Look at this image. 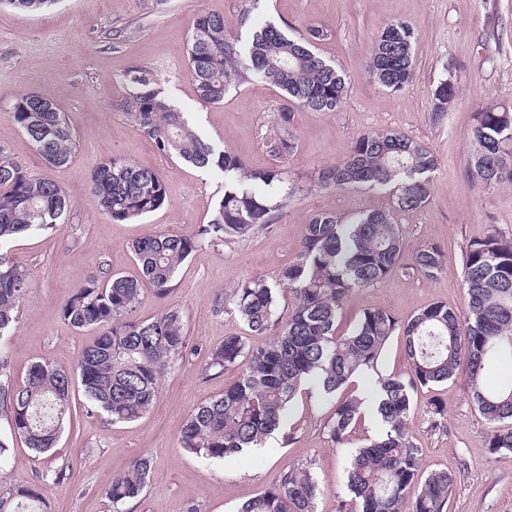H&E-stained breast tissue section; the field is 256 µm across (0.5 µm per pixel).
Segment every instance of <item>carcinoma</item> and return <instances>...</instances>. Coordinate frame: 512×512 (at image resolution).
<instances>
[{
    "mask_svg": "<svg viewBox=\"0 0 512 512\" xmlns=\"http://www.w3.org/2000/svg\"><path fill=\"white\" fill-rule=\"evenodd\" d=\"M32 13L59 0H0ZM259 0H242L235 24L250 31L246 48L228 30L223 16L195 15L188 49V72L198 98L221 104L232 88L265 83L277 88L283 103L273 114L264 144L285 162L299 147L294 109L336 112L347 97L341 67L316 52L325 38L319 27L289 35L269 22L254 28L251 14ZM416 34L403 22L386 24L367 59L369 75L393 94L415 80L412 55ZM458 98L457 83L444 78L432 91L434 119H441ZM114 111L147 135L158 151L202 171L224 173V194L205 224L191 234L162 233L132 244L139 274L91 272L82 288L61 306L72 327H94L98 336L80 352L75 368L43 360L31 365L23 385L10 379L7 356L0 351V421L40 455L54 448L70 422L73 380H78L88 411L112 424L133 422L149 413L161 378L191 351L183 317L171 309L141 320V281L160 298L174 291L180 266L199 247L224 245L258 235L277 223L304 187H363L392 194L400 212L422 207L431 194L437 166L432 150L400 131H368L354 138L349 157L317 170L310 179L287 177L281 167L251 170L234 152L203 139L171 102L147 69L128 74V93L112 103ZM15 123L48 166L66 164L77 148L69 116L48 97L16 93L9 104ZM471 148L467 179L484 190L512 182V108L493 104L474 113L467 132ZM90 193L97 208L114 223L136 221L168 203L166 184L149 165L112 157L91 171ZM73 207L52 180L36 177L0 146V342L11 336L17 309L28 292L23 265L8 253L16 237L54 233ZM404 242L393 213L373 210L352 219L319 212L306 225L296 259L282 267L274 282L252 278L224 293L215 311H231L247 326L250 338H224L211 349L206 371H238L224 393L198 405L188 416L180 447L194 457L222 462L260 448L280 427L287 408L305 382L329 398L353 379L377 367L391 336L404 338L409 377H379L371 396L380 417L379 437L356 450L347 470L350 502L339 512H447L456 478L440 469L421 477L420 448L411 440L409 422L419 387L444 383L465 369L470 398L490 428L489 448L512 450V382H490V364L512 359V236L493 230L467 246L462 288L467 310L443 303L420 310L406 322L381 309H368L352 332L338 335L337 322L347 296L373 288L404 268ZM438 245L418 249L410 269L433 276L444 268ZM293 293L295 305L280 311L279 287ZM276 334L268 336L271 329ZM364 398L351 394L336 401L325 422L336 448L361 417ZM151 471L145 457L114 474L105 494L114 512L139 498ZM320 495L312 467L291 465L275 486L249 501L240 512H317ZM0 512H50L43 486H0Z\"/></svg>",
    "mask_w": 512,
    "mask_h": 512,
    "instance_id": "carcinoma-1",
    "label": "carcinoma"
}]
</instances>
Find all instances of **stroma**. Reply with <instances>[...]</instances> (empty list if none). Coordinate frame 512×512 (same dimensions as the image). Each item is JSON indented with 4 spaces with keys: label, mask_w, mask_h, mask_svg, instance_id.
Here are the masks:
<instances>
[{
    "label": "stroma",
    "mask_w": 512,
    "mask_h": 512,
    "mask_svg": "<svg viewBox=\"0 0 512 512\" xmlns=\"http://www.w3.org/2000/svg\"><path fill=\"white\" fill-rule=\"evenodd\" d=\"M241 0H60L48 11L28 14L0 7V146L28 172L56 182L73 200L58 232L15 239L9 251L28 271L29 291L18 324L4 345L12 379L23 383L33 362L46 359L73 368L94 332L71 327L60 316L63 301L81 288L88 272L104 268L133 274L134 241L161 232L189 234L206 223L224 193V177L160 154L112 103L127 91L134 67L160 76L171 102L187 112L207 140L233 150L251 169L285 166L306 178L323 166L344 161L352 141L368 131L397 130L428 144L437 159L430 198L421 208L398 214L407 253L441 246L446 266L428 278L410 270L385 283L352 292L338 330L350 332L362 313L379 308L403 321L433 303L461 311L463 253L490 231L512 236V183L486 191L464 176L470 144L466 132L482 106L512 107V0H262L255 25L288 24L292 33L308 26L324 30L317 52L340 65L348 86L339 111L297 110V152L279 163L263 135L281 104L274 87L254 83L230 90L223 104L200 101L188 77V47L196 12L206 10L234 24ZM403 22L416 33V79L404 92L385 91L366 70V57L383 26ZM454 73L459 96L447 117L431 120V92ZM21 91L50 97L68 113L78 136L75 156L50 168L33 150L6 107ZM121 157L152 165L163 177L167 205L142 219L115 224L90 195V174L101 161ZM392 198L361 188L303 192L269 230L241 242L202 246L185 262L174 292L157 298L144 284L135 315L141 319L180 310L192 355L175 362L159 385L145 417L114 425L86 412L81 388L72 392V421L56 448L37 455L15 441L0 461V482L43 485L52 512H113L105 490L114 473L138 457L152 461L143 495L122 512H237L247 500L271 489L294 464H313L322 493L318 512H337L347 499L346 454L332 447L324 424L334 409L312 385L293 401L281 431L265 448L236 462H209L187 455L179 437L197 405L223 393L238 373L204 375L210 349L228 336H247L235 315L218 314L222 290L253 277L274 280L293 261L305 226L320 211L355 217L387 209ZM447 411L432 425L430 402ZM417 414L410 434L420 448L419 469H444L456 477L447 512H512V451H491L488 425L473 405L465 372L414 394Z\"/></svg>",
    "instance_id": "stroma-1"
}]
</instances>
